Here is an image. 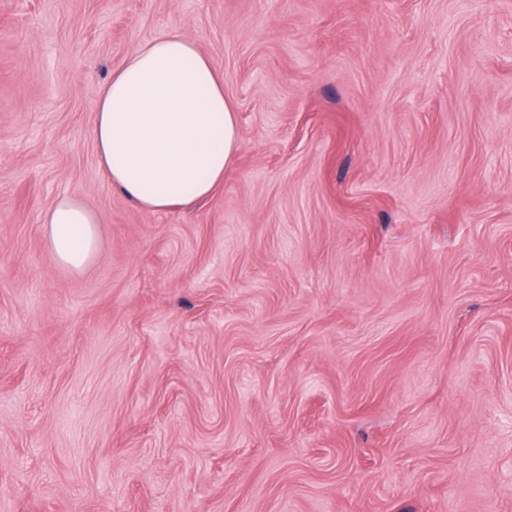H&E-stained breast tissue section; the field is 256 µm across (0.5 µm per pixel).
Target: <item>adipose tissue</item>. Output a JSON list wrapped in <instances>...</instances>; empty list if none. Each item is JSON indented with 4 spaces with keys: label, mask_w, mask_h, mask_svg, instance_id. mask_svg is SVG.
<instances>
[{
    "label": "adipose tissue",
    "mask_w": 512,
    "mask_h": 512,
    "mask_svg": "<svg viewBox=\"0 0 512 512\" xmlns=\"http://www.w3.org/2000/svg\"><path fill=\"white\" fill-rule=\"evenodd\" d=\"M93 138L112 188L151 212L209 198L239 145L233 104L215 64L195 41L165 30L127 53L95 96ZM62 267L80 271L98 246L97 218L74 196L42 215Z\"/></svg>",
    "instance_id": "1"
}]
</instances>
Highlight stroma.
<instances>
[{"label":"stroma","mask_w":512,"mask_h":512,"mask_svg":"<svg viewBox=\"0 0 512 512\" xmlns=\"http://www.w3.org/2000/svg\"><path fill=\"white\" fill-rule=\"evenodd\" d=\"M168 29L240 144L153 213L94 99ZM0 512H512V0H0ZM45 239L59 265L81 271L94 258L98 246L97 218L84 202L61 196L42 215Z\"/></svg>","instance_id":"1"}]
</instances>
